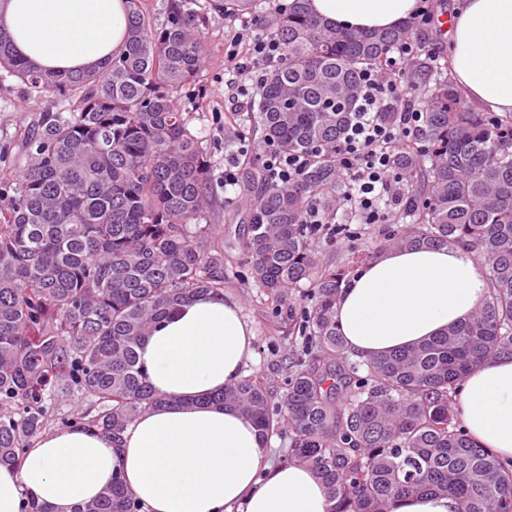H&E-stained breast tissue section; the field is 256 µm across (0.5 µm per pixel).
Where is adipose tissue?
<instances>
[{
  "mask_svg": "<svg viewBox=\"0 0 512 512\" xmlns=\"http://www.w3.org/2000/svg\"><path fill=\"white\" fill-rule=\"evenodd\" d=\"M418 0H310L332 25L391 28ZM0 27L18 54L45 71L90 70L127 40L125 0H0ZM450 68L470 102L512 117V0H459L448 34ZM487 296L481 266L461 248L385 250L336 302L348 349L369 359L439 335ZM255 333L238 303L201 296L158 322L139 350L151 385L169 404L137 418L121 447L84 428L34 440L21 467L0 466V512L28 501L72 512L120 477L145 512H330L326 489L301 463L275 465L255 424L208 403L236 383ZM454 410L470 436L512 462V359H490L463 379Z\"/></svg>",
  "mask_w": 512,
  "mask_h": 512,
  "instance_id": "ef3b65f1",
  "label": "adipose tissue"
}]
</instances>
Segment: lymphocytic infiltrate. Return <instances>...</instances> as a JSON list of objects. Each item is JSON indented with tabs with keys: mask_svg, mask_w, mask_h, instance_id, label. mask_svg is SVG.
<instances>
[{
	"mask_svg": "<svg viewBox=\"0 0 512 512\" xmlns=\"http://www.w3.org/2000/svg\"><path fill=\"white\" fill-rule=\"evenodd\" d=\"M413 53L414 46L409 42L395 49L390 61L392 79H383L370 71L363 75L362 99L336 150L348 176L344 204L358 212L366 224L391 220L392 211L378 207L384 198L401 197L402 186L391 175L390 156L407 147L423 121L421 110L404 97L399 82L405 72L404 62ZM388 101L398 107L389 119L380 111Z\"/></svg>",
	"mask_w": 512,
	"mask_h": 512,
	"instance_id": "lymphocytic-infiltrate-1",
	"label": "lymphocytic infiltrate"
}]
</instances>
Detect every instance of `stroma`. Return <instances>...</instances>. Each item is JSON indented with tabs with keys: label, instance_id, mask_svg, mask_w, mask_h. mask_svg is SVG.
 Masks as SVG:
<instances>
[{
	"label": "stroma",
	"instance_id": "1",
	"mask_svg": "<svg viewBox=\"0 0 512 512\" xmlns=\"http://www.w3.org/2000/svg\"><path fill=\"white\" fill-rule=\"evenodd\" d=\"M202 2L206 7L203 32L208 51L194 89L208 110L194 120L193 126L202 131L204 145L214 161L216 201L209 222L224 247V294L238 302L256 336V357L244 372L266 382L271 391L277 393L290 373L288 353L292 347L301 346L303 339L286 336L280 318L261 304L257 289L246 287L236 276L237 271L244 269L246 261L242 249L248 229L246 196L242 186L224 188V165L228 162L241 165L243 152H257L263 143L257 131L246 133L244 139L232 144L224 142L225 117L249 108L248 103L237 102L234 92L228 91L224 84V57L241 20L236 13L237 0ZM45 108L44 101L27 96L16 82L0 84V182L12 179L19 168L23 161V136L36 124ZM383 230L380 224H361L355 236L330 241L320 239L316 248L323 261L340 266L359 250L378 254Z\"/></svg>",
	"mask_w": 512,
	"mask_h": 512
}]
</instances>
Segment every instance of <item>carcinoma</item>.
I'll return each mask as SVG.
<instances>
[{"label": "carcinoma", "instance_id": "obj_1", "mask_svg": "<svg viewBox=\"0 0 512 512\" xmlns=\"http://www.w3.org/2000/svg\"><path fill=\"white\" fill-rule=\"evenodd\" d=\"M128 4L125 51L98 71L43 72L0 28V82L47 109L24 136V162L0 185V464L21 465L31 442L82 425L117 445L165 398L138 349L179 305L224 296V249L208 216L213 163L179 105L206 54L196 0L172 3L164 26ZM279 63L244 121L266 153L308 159L300 180L246 157L243 249L251 286L284 329L300 333L281 395L243 376L213 400L288 438L331 512H389L393 500L446 494L457 512H512V468L477 446L458 419L459 383L489 358L512 357V122L478 112L430 56L407 63L406 90L423 124L394 170L411 228L385 248L460 246L483 260V305L440 336L369 360L350 357L335 320L345 273L315 239L350 233L346 176L336 157L366 70L386 73L393 49L419 39L413 22L373 31L333 27L292 0L267 32ZM317 208L325 223L307 222ZM311 310L297 318L295 292ZM74 512H142L120 478Z\"/></svg>", "mask_w": 512, "mask_h": 512}]
</instances>
